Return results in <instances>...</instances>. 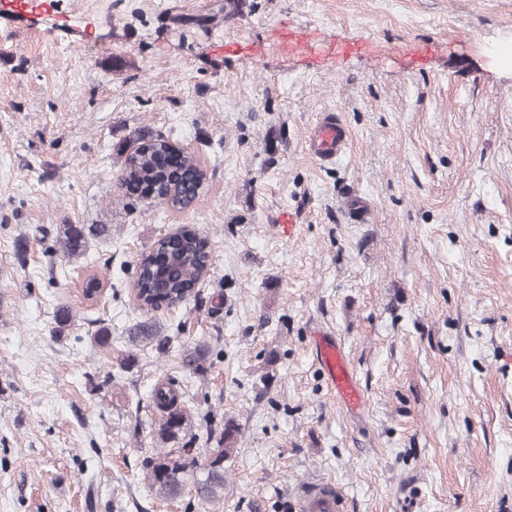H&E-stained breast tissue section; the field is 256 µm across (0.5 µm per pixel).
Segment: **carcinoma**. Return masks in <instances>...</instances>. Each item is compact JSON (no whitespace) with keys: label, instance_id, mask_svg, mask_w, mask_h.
Wrapping results in <instances>:
<instances>
[{"label":"carcinoma","instance_id":"obj_1","mask_svg":"<svg viewBox=\"0 0 512 512\" xmlns=\"http://www.w3.org/2000/svg\"><path fill=\"white\" fill-rule=\"evenodd\" d=\"M202 172L186 156L179 157L169 150L167 140L159 135L140 133L135 146L125 153L121 182L128 197L147 194L171 209H183L199 195ZM62 248L70 258L85 254L88 236L83 226L66 224L60 238ZM140 273L136 283L139 306L148 312L160 310V302L169 304L188 300L211 265L209 240L194 229H184L180 238H158L150 251L140 256ZM129 341L145 346L160 342L156 325L140 324ZM154 403L161 412L156 430L158 441L165 443L177 438L187 426L189 416L179 405V395L162 388L154 391ZM236 429L224 427L221 447L213 448L206 464L199 465L196 457L182 449V454L164 452L147 463L152 489L165 498L182 494L189 479H195L197 493L212 500L224 489V457L229 455ZM202 472L204 477L196 474Z\"/></svg>","mask_w":512,"mask_h":512}]
</instances>
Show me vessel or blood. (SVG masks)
Segmentation results:
<instances>
[{
    "label": "vessel or blood",
    "instance_id": "obj_1",
    "mask_svg": "<svg viewBox=\"0 0 512 512\" xmlns=\"http://www.w3.org/2000/svg\"><path fill=\"white\" fill-rule=\"evenodd\" d=\"M283 48L289 54L316 57L326 52L325 44L308 35L289 36ZM347 129L332 112L323 113L309 135V151L317 161L331 162L346 148ZM314 358L324 371L330 391L347 409L354 410L363 402L362 393L345 358L340 343L330 333L315 334ZM302 512H343V494L330 482H305L299 485Z\"/></svg>",
    "mask_w": 512,
    "mask_h": 512
}]
</instances>
